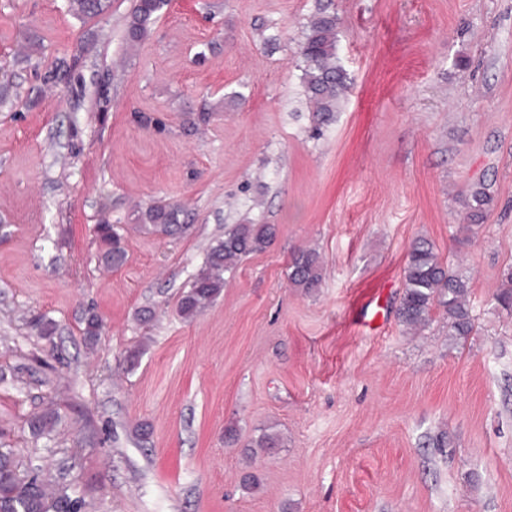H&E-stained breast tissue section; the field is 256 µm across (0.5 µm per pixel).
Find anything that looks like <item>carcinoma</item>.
Segmentation results:
<instances>
[{
  "label": "carcinoma",
  "instance_id": "carcinoma-1",
  "mask_svg": "<svg viewBox=\"0 0 512 512\" xmlns=\"http://www.w3.org/2000/svg\"><path fill=\"white\" fill-rule=\"evenodd\" d=\"M103 0H70L71 10L84 16L102 11ZM169 0H132L126 23V43L135 47L148 35L155 19ZM301 58V83L312 105V119L317 126L329 124L339 111L350 88V78L338 53L336 16L323 6L308 18L303 40L298 45ZM489 197L475 190L466 203L463 221L470 233L482 226ZM185 211L177 203H153L138 215L139 223L163 236L188 232ZM101 246V261L107 267L124 261L120 238L110 224L95 226ZM277 235L273 224H233L208 248L206 257L178 301V312L192 319L211 305L223 292L224 275L233 272L251 254L264 251ZM323 265L314 249L298 250L292 255L288 281L310 294L320 288ZM448 315V335L465 339L473 331L469 279L442 260L434 245L418 239L412 243L404 268L403 293L398 308L400 322L411 328L429 323L434 307ZM101 321L92 312L83 320L84 341L93 344L100 335ZM81 503L63 489H52L39 472L26 477L17 474L11 452H0V512H80Z\"/></svg>",
  "mask_w": 512,
  "mask_h": 512
}]
</instances>
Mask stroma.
I'll list each match as a JSON object with an SVG mask.
<instances>
[{
  "label": "stroma",
  "instance_id": "obj_1",
  "mask_svg": "<svg viewBox=\"0 0 512 512\" xmlns=\"http://www.w3.org/2000/svg\"><path fill=\"white\" fill-rule=\"evenodd\" d=\"M131 7L0 0V448L18 472L81 512H512V312L494 299L512 266V0H332L351 86L318 133L297 54L317 0H171L134 48ZM159 200L186 206L187 235L140 228ZM104 222L126 253L112 269ZM249 222L275 241L180 317L210 244ZM418 238L470 278L467 340L439 311L418 333L398 321ZM299 248L324 259L312 295L288 282ZM269 428L283 447L245 453ZM488 203L489 197L482 189H477L471 194L470 200L466 203L467 211L463 218L468 232L474 234L475 227L482 226ZM95 234L101 246V261L107 267L118 266L124 261V250L120 246V238L112 229L111 224H98Z\"/></svg>",
  "mask_w": 512,
  "mask_h": 512
}]
</instances>
